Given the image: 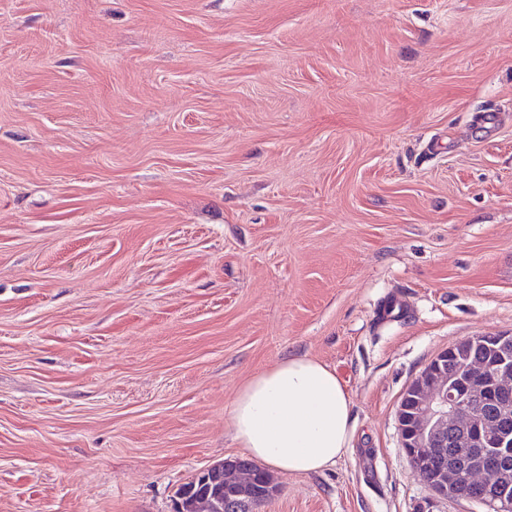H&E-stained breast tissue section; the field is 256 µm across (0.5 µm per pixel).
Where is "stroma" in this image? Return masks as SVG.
Masks as SVG:
<instances>
[{"label":"stroma","instance_id":"stroma-1","mask_svg":"<svg viewBox=\"0 0 512 512\" xmlns=\"http://www.w3.org/2000/svg\"><path fill=\"white\" fill-rule=\"evenodd\" d=\"M512 334V0H0V512H173L233 401L335 369L261 512H418L411 380ZM230 427L253 459L280 472L318 473L350 448L351 399L334 369L288 356L243 384Z\"/></svg>","mask_w":512,"mask_h":512}]
</instances>
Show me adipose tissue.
I'll return each instance as SVG.
<instances>
[{
	"label": "adipose tissue",
	"instance_id": "ef3b65f1",
	"mask_svg": "<svg viewBox=\"0 0 512 512\" xmlns=\"http://www.w3.org/2000/svg\"><path fill=\"white\" fill-rule=\"evenodd\" d=\"M230 427L253 459L281 472L318 473L350 446L351 399L334 369L291 356L243 384Z\"/></svg>",
	"mask_w": 512,
	"mask_h": 512
}]
</instances>
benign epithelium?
I'll return each mask as SVG.
<instances>
[{
    "label": "benign epithelium",
    "mask_w": 512,
    "mask_h": 512,
    "mask_svg": "<svg viewBox=\"0 0 512 512\" xmlns=\"http://www.w3.org/2000/svg\"><path fill=\"white\" fill-rule=\"evenodd\" d=\"M473 341L467 338L439 352L406 388L396 412L400 447L412 472L417 476L424 468L430 470L425 481L429 496L419 512H435L438 503L459 498L458 487L466 476L486 490L467 501L482 512H512V484L502 464L503 458L512 455V336L496 337L492 363L466 360L455 377H448V359L464 356ZM451 431L481 448L475 467L468 470L448 463L445 448ZM202 473L222 474L235 488L224 503L234 512H258L277 492L268 475L266 492L254 495V472L231 466L227 460Z\"/></svg>",
    "instance_id": "obj_1"
}]
</instances>
